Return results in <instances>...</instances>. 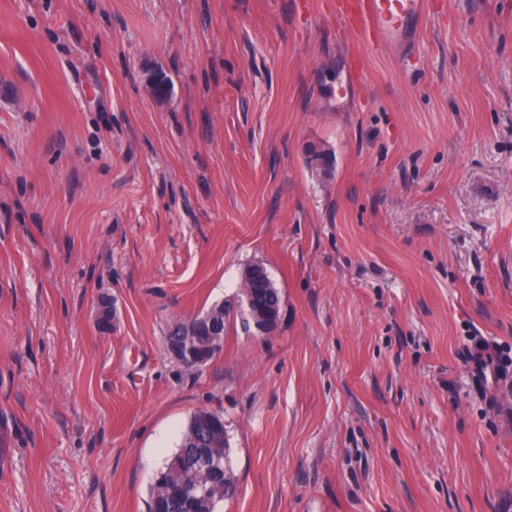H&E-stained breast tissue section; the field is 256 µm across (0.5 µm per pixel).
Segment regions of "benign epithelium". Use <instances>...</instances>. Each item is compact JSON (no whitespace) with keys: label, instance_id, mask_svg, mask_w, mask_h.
I'll return each mask as SVG.
<instances>
[{"label":"benign epithelium","instance_id":"1","mask_svg":"<svg viewBox=\"0 0 512 512\" xmlns=\"http://www.w3.org/2000/svg\"><path fill=\"white\" fill-rule=\"evenodd\" d=\"M279 309L257 311L252 316L253 329L259 335L271 333L277 325ZM224 337L220 332L219 313H207L186 319L173 327L166 341L169 356L193 371L202 370L220 352Z\"/></svg>","mask_w":512,"mask_h":512}]
</instances>
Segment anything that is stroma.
Segmentation results:
<instances>
[{
	"label": "stroma",
	"mask_w": 512,
	"mask_h": 512,
	"mask_svg": "<svg viewBox=\"0 0 512 512\" xmlns=\"http://www.w3.org/2000/svg\"><path fill=\"white\" fill-rule=\"evenodd\" d=\"M323 2L0 0V512H144L200 409L223 512H512V373L460 358H512V0L359 71ZM255 264L276 329L173 362ZM202 336H208L204 340ZM224 337L219 327V312L186 319L173 327L166 341L169 356L193 371L202 370L220 352ZM471 347H465L461 353L464 361L472 366L473 371L481 378L487 379V370L492 363L491 346L482 339H473Z\"/></svg>",
	"instance_id": "35a3bbf8"
}]
</instances>
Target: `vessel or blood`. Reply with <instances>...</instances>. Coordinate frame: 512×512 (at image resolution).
Segmentation results:
<instances>
[{"mask_svg":"<svg viewBox=\"0 0 512 512\" xmlns=\"http://www.w3.org/2000/svg\"><path fill=\"white\" fill-rule=\"evenodd\" d=\"M328 8L346 32L355 35L356 61L373 48L412 51L428 10L427 0H329Z\"/></svg>","mask_w":512,"mask_h":512,"instance_id":"vessel-or-blood-1","label":"vessel or blood"}]
</instances>
